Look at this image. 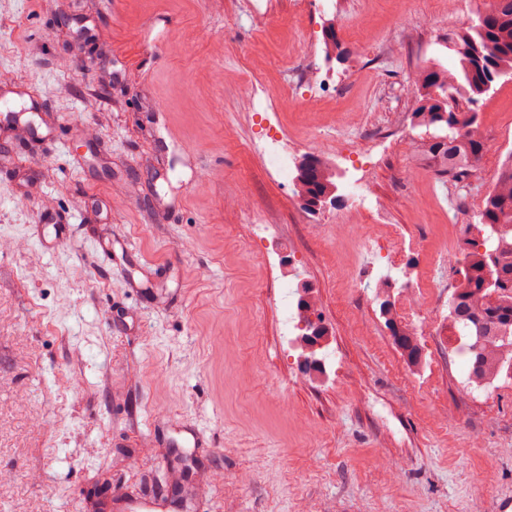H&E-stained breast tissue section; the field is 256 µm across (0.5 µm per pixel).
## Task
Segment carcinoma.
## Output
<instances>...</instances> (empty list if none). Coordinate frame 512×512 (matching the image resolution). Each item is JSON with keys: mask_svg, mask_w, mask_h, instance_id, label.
I'll list each match as a JSON object with an SVG mask.
<instances>
[{"mask_svg": "<svg viewBox=\"0 0 512 512\" xmlns=\"http://www.w3.org/2000/svg\"><path fill=\"white\" fill-rule=\"evenodd\" d=\"M485 16L469 20L448 35L453 60L417 69L412 76V128L427 157L443 177L466 184L477 172L488 140L473 109L495 91L496 83L512 78V0H491ZM325 56L342 54L335 24L323 29ZM295 195L337 196L339 185L326 163L302 164L294 176ZM478 216L480 239L467 243L449 299L448 331L464 355L467 381L477 387L512 376V155L498 170ZM396 345L412 365L421 351L412 332H400Z\"/></svg>", "mask_w": 512, "mask_h": 512, "instance_id": "obj_1", "label": "carcinoma"}]
</instances>
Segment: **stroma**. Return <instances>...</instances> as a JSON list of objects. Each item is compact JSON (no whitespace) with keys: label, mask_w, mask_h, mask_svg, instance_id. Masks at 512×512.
I'll return each mask as SVG.
<instances>
[{"label":"stroma","mask_w":512,"mask_h":512,"mask_svg":"<svg viewBox=\"0 0 512 512\" xmlns=\"http://www.w3.org/2000/svg\"><path fill=\"white\" fill-rule=\"evenodd\" d=\"M297 2L0 0V79L45 99L73 146L0 133V512H89L104 469L122 495L182 484L184 512H497L512 498V378L468 384L447 328L457 268L435 265L478 235L512 151V80L479 103L495 151L466 187L438 177L409 112L413 71L447 64L449 32L486 0H341L330 18ZM330 19L365 30L342 61L324 58ZM313 70L336 75L319 111L243 103L245 79L265 94ZM275 131L303 155L331 147L336 169L370 143L376 222L353 225L343 200L304 212L251 148ZM94 201L104 219L84 223ZM43 209L74 220L55 254ZM379 223L400 226L409 279L444 283L432 316H398L416 367L360 252ZM290 281L313 285L332 331L323 374L281 334Z\"/></svg>","instance_id":"35a3bbf8"}]
</instances>
